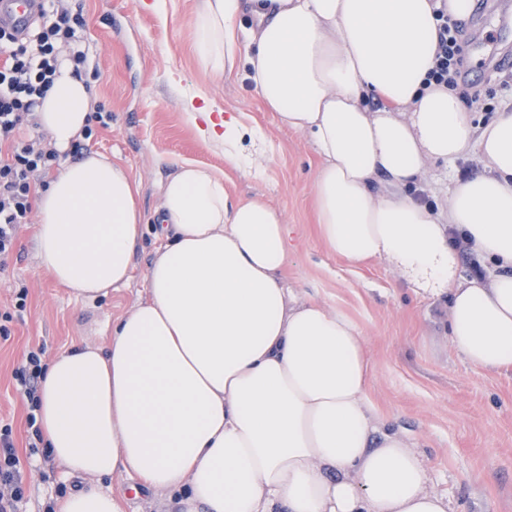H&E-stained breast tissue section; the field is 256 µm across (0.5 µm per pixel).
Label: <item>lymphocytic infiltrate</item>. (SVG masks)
Masks as SVG:
<instances>
[{"label": "lymphocytic infiltrate", "mask_w": 512, "mask_h": 512, "mask_svg": "<svg viewBox=\"0 0 512 512\" xmlns=\"http://www.w3.org/2000/svg\"><path fill=\"white\" fill-rule=\"evenodd\" d=\"M40 15L25 39L0 30V270L12 256L20 225L29 223L37 189L58 169L60 157L39 132L36 108L52 87L60 55L75 74L92 65L86 21L68 0H41ZM438 43L428 78L458 88L465 67L464 26L446 8L436 11ZM20 460L10 431L0 432V512H19Z\"/></svg>", "instance_id": "obj_1"}]
</instances>
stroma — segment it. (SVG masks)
Instances as JSON below:
<instances>
[{
	"label": "stroma",
	"instance_id": "35a3bbf8",
	"mask_svg": "<svg viewBox=\"0 0 512 512\" xmlns=\"http://www.w3.org/2000/svg\"><path fill=\"white\" fill-rule=\"evenodd\" d=\"M144 0H73L98 51L86 74L94 107L110 111L112 125L81 140L80 151H96L127 167L140 186V206L153 216L160 187L178 163L192 160L222 171L233 197L259 196L279 209L291 228L285 279L299 300L344 310L360 327L370 364L368 396L384 428L419 448L431 490L447 494L454 512H512V372L470 366L448 345L442 298L416 297L402 275L378 261L364 267L330 254L318 235L312 208L320 159L309 138L280 126L244 75L217 77L193 51L192 20L199 0H164L163 14ZM463 23L467 81L494 105L512 103V73L490 74V53L512 49V0H491L480 16ZM201 91L220 109L242 116L266 135L264 172L255 177L235 169L222 149L204 143L183 108V92ZM477 154L452 166L432 162L420 195L444 202L462 169H478ZM134 258L128 286L92 302L75 300L38 268L34 227L22 225L8 271L0 272V313L11 311L0 335V426L11 425L23 464L20 512H46L83 482L66 476L43 453H30L33 429L29 403L16 389L14 370L27 351L42 361L73 341L106 348L114 318L144 295L145 275L158 247L151 225ZM26 288L23 311L16 294Z\"/></svg>",
	"mask_w": 512,
	"mask_h": 512
}]
</instances>
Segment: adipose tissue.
Here are the masks:
<instances>
[{"mask_svg":"<svg viewBox=\"0 0 512 512\" xmlns=\"http://www.w3.org/2000/svg\"><path fill=\"white\" fill-rule=\"evenodd\" d=\"M470 0H202L203 69L244 72L279 122L307 135L320 167L318 231L353 265L385 260L415 294L447 297L448 343L471 366L512 371V106L474 127L457 91L428 85L435 11ZM251 13L257 24L243 29ZM384 103L370 110L368 96ZM199 133L239 168L264 138L238 116L187 102ZM92 103L60 59L37 109L59 154ZM478 151L446 203L414 195L427 161ZM139 185L97 152L67 163L37 198L41 270L92 301L129 284L142 240ZM160 241L145 295L112 323L107 350L79 342L43 368L37 423L50 455L88 485L59 512H124L99 486L124 473L178 512H452L422 455L384 431L367 396L362 332L342 309L298 301L283 271L289 229L260 198L185 160L161 187ZM494 273L460 275L455 237Z\"/></svg>","mask_w":512,"mask_h":512,"instance_id":"adipose-tissue-1","label":"adipose tissue"}]
</instances>
